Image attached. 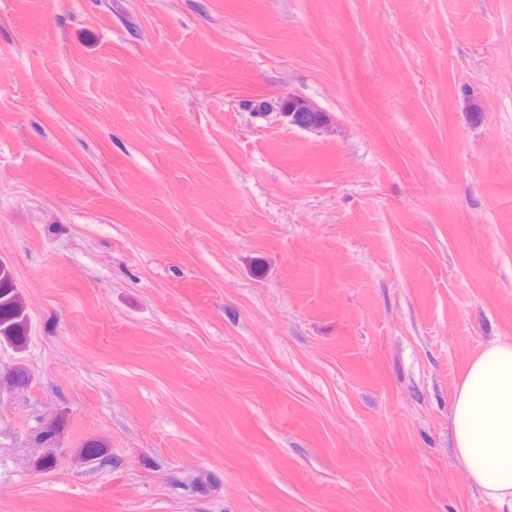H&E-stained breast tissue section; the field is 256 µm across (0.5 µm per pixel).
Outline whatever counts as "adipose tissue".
<instances>
[{
  "label": "adipose tissue",
  "instance_id": "obj_1",
  "mask_svg": "<svg viewBox=\"0 0 512 512\" xmlns=\"http://www.w3.org/2000/svg\"><path fill=\"white\" fill-rule=\"evenodd\" d=\"M451 422L455 457L471 483L512 512V343L493 341L473 357Z\"/></svg>",
  "mask_w": 512,
  "mask_h": 512
}]
</instances>
